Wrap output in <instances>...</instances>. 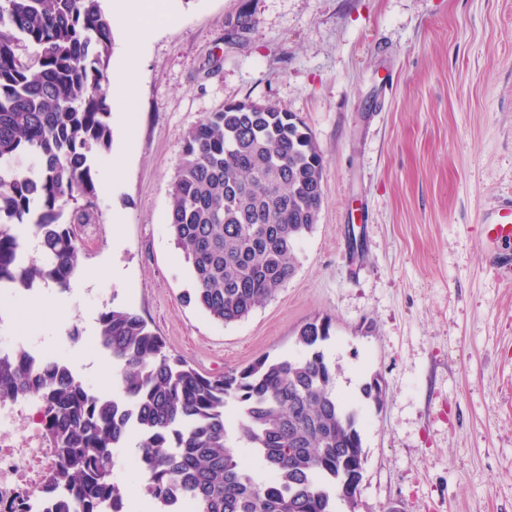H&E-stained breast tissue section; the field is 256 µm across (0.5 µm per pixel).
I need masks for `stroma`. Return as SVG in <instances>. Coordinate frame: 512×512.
<instances>
[{
    "label": "stroma",
    "instance_id": "1",
    "mask_svg": "<svg viewBox=\"0 0 512 512\" xmlns=\"http://www.w3.org/2000/svg\"><path fill=\"white\" fill-rule=\"evenodd\" d=\"M168 4L140 49L136 126L111 114V151L94 158L112 191L79 233L81 263L68 289L0 302L16 317L0 346L66 357L106 391L97 318L114 302L208 376L298 356L300 327L327 319L336 393L363 415L357 512H512V281L482 245L512 199V0ZM245 99L305 122L324 199L293 276L221 325L183 300L170 192L188 132ZM375 379L378 403L361 393Z\"/></svg>",
    "mask_w": 512,
    "mask_h": 512
}]
</instances>
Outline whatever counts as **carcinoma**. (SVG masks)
<instances>
[{"mask_svg": "<svg viewBox=\"0 0 512 512\" xmlns=\"http://www.w3.org/2000/svg\"><path fill=\"white\" fill-rule=\"evenodd\" d=\"M112 22L102 0H0V285L65 286L78 269L76 226L97 213L91 157L112 145ZM324 158L303 123L243 100L187 135L168 231L212 320L249 316L291 277L317 223ZM39 240L25 255L16 228ZM99 344L122 396L92 391L67 361L0 348V395H34L55 466L48 512H128L114 452L138 437L136 467L158 512H356L366 461L359 411L336 396L338 367L318 350L331 322L297 332L301 358L267 356L205 376L165 349L136 311L99 314ZM238 403L231 431L224 406ZM251 449L259 471L240 467Z\"/></svg>", "mask_w": 512, "mask_h": 512, "instance_id": "obj_1", "label": "carcinoma"}]
</instances>
